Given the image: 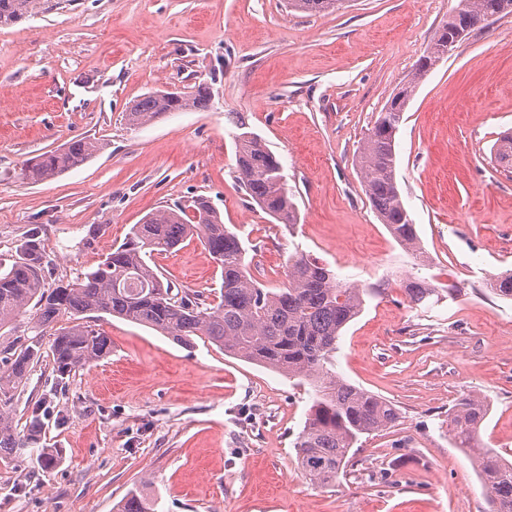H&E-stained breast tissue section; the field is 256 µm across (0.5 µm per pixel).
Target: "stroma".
Returning <instances> with one entry per match:
<instances>
[{
	"label": "stroma",
	"mask_w": 512,
	"mask_h": 512,
	"mask_svg": "<svg viewBox=\"0 0 512 512\" xmlns=\"http://www.w3.org/2000/svg\"><path fill=\"white\" fill-rule=\"evenodd\" d=\"M457 4L345 0L309 15L286 0H50L0 27V262L36 227L55 278L71 280L147 213L207 196L265 286L282 287L289 257L303 253L370 289L333 369L400 413L322 488L294 451L309 385L113 318L102 326L109 355L65 392L52 393L46 355L14 395L18 431L39 409L41 443L59 458L44 469L28 448L0 461V512H114L143 480L157 512H490L448 411L481 397L479 447L512 448V299L488 286L512 269V169L492 154L512 130V14L458 43L403 114L396 178L421 252L380 223L356 163ZM198 83L209 111L126 125L133 100ZM242 128L282 162L297 224L272 222L236 181ZM85 136L103 148L84 165L39 184L20 178L26 160ZM152 262L185 287L221 286L199 241ZM410 275L441 287L439 302L411 305L400 287Z\"/></svg>",
	"instance_id": "stroma-1"
}]
</instances>
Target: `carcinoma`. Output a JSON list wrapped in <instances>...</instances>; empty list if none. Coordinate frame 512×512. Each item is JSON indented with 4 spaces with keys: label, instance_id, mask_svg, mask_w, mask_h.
I'll list each match as a JSON object with an SVG mask.
<instances>
[{
    "label": "carcinoma",
    "instance_id": "1",
    "mask_svg": "<svg viewBox=\"0 0 512 512\" xmlns=\"http://www.w3.org/2000/svg\"><path fill=\"white\" fill-rule=\"evenodd\" d=\"M339 0H288V8L311 14L333 10ZM40 0H0V26L27 18ZM512 14V0H459L431 45L419 58L408 83L399 91L407 106L420 81L447 55V45L463 40L495 17ZM209 88L200 83L190 91H155L136 99L125 112L126 125L141 127L170 112H205ZM401 116L380 113L358 158L366 194L379 220L403 247L419 244L416 224L406 209L395 173V136ZM103 148L89 138H74L63 147L29 159L22 180L38 184L80 167ZM497 162L512 165V133L493 148ZM237 180L250 199L279 224H295L298 213L288 195L280 160L260 138L248 131L235 137ZM197 238L217 266L220 295L175 285L148 262L152 254L172 252ZM247 249L228 228L210 199L192 198L188 206L162 207L135 225L125 241L96 267L73 280L49 283L47 260L39 231L28 232L13 262L0 266V332L28 312L37 311L42 325L69 317L54 331L50 353L55 386L102 359L111 340L90 321L116 317L156 330L185 346L204 338L224 353L306 381L313 405L294 449L298 466L312 483L336 482L350 462V452L365 434L394 427L400 413L388 400L347 383L327 364L343 329L363 310L367 289L341 281L328 265L308 256L288 263L287 284L268 288L255 279L246 263ZM489 287L512 299V271L490 279ZM408 302L420 305L437 287L419 278L403 281ZM43 336H27L0 345V460L6 461L41 440L42 423L33 409L26 434L17 432L10 409L12 392L26 384L33 363L42 357ZM488 414L485 402L468 396L448 411V427L459 448H471ZM484 488L493 512H512V463L492 450L482 453ZM156 499L140 485L130 489L117 512H155Z\"/></svg>",
    "mask_w": 512,
    "mask_h": 512
}]
</instances>
